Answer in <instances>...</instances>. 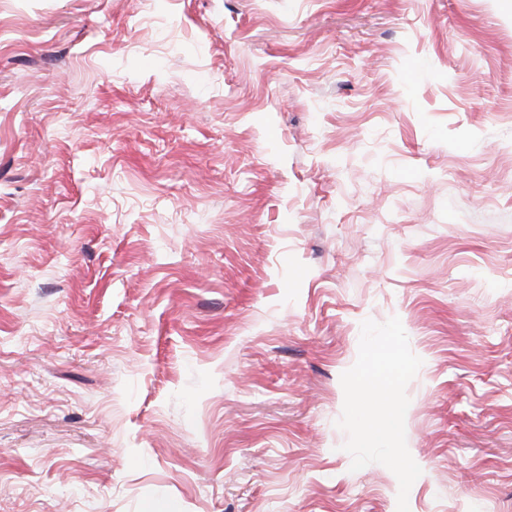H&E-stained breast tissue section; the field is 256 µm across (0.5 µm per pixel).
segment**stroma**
Instances as JSON below:
<instances>
[{"instance_id": "stroma-1", "label": "stroma", "mask_w": 512, "mask_h": 512, "mask_svg": "<svg viewBox=\"0 0 512 512\" xmlns=\"http://www.w3.org/2000/svg\"><path fill=\"white\" fill-rule=\"evenodd\" d=\"M0 512H512V0H0ZM357 384L361 390V398L353 405L357 414L365 412L382 396L383 417L375 429L367 427L364 435L378 441L395 439L402 427L406 409L399 398L389 395L392 388L386 374L383 371L375 372L371 376L359 378Z\"/></svg>"}]
</instances>
